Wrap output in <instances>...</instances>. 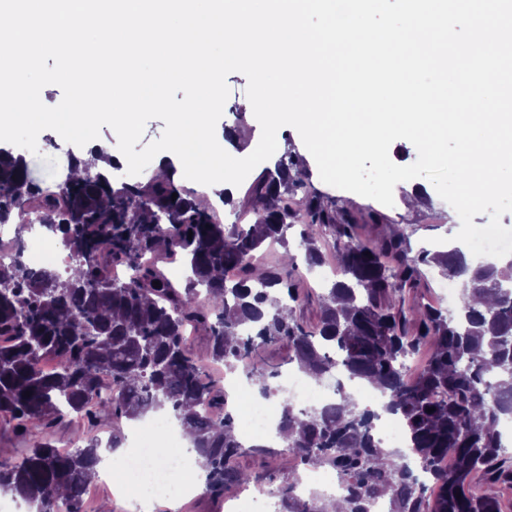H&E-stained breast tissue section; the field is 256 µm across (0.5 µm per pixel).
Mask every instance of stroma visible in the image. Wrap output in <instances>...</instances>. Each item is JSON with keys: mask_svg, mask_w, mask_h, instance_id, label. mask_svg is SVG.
Returning a JSON list of instances; mask_svg holds the SVG:
<instances>
[{"mask_svg": "<svg viewBox=\"0 0 512 512\" xmlns=\"http://www.w3.org/2000/svg\"><path fill=\"white\" fill-rule=\"evenodd\" d=\"M227 84L230 94L224 106L221 122L216 126V135L223 138L224 149L230 155H245L249 153L251 146L259 141L261 127L253 113L243 111L238 105L239 99L246 94V77L237 72L232 73L227 78ZM230 123L242 130V137L232 140L226 138V126ZM277 143L273 158L256 166L244 182L236 187L232 203L224 207L225 212L240 213L245 223H253V205L247 200L250 187L265 170L274 168L278 159L291 155L303 161L308 176L309 194L323 203L335 204L337 210L344 213L351 223L359 225L361 233L367 238L372 239L396 229L404 234L412 252H434L438 249L437 238L453 237L460 228V219L456 211L438 195L427 179L417 178L411 182L398 183L394 188V204L387 207L373 199L324 183L319 176L314 158L295 128H280ZM37 145V151L27 150L23 153L28 176L36 183L49 178L46 157L52 156L63 160L75 149L74 144L64 141L52 130L41 132Z\"/></svg>", "mask_w": 512, "mask_h": 512, "instance_id": "obj_1", "label": "stroma"}]
</instances>
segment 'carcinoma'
Segmentation results:
<instances>
[{
    "label": "carcinoma",
    "mask_w": 512,
    "mask_h": 512,
    "mask_svg": "<svg viewBox=\"0 0 512 512\" xmlns=\"http://www.w3.org/2000/svg\"><path fill=\"white\" fill-rule=\"evenodd\" d=\"M299 191L307 220L298 248L308 268L325 264L322 249L334 236L336 278L312 323L284 302L301 295L297 257L287 253L271 266L262 258L278 241L288 247L285 231L297 220L286 197ZM36 192L24 158L0 148V224L17 216L23 232ZM258 196L265 205L254 223L224 225L171 175L117 184L87 171L68 173L62 202L43 201V222L61 234L69 265L61 274L20 259L0 264V420L26 433L67 417L78 445L20 449L16 462L0 463V493L35 512H81L102 461L99 436L81 422H110L116 449L122 421L163 410L192 436L206 491L253 483L235 465L248 451L235 411L185 349L193 322L207 336L211 361L226 373L242 370L259 397L279 399L286 473L267 484L278 512H373L380 500L387 512H502L493 489L512 486V452L501 432L512 416V258L475 264L456 246L413 255L397 231L359 240L355 225L308 194L291 157L253 185L251 197ZM155 252L185 256L184 288L156 269ZM423 265L462 279L456 314L405 304V292L421 286ZM119 266L130 279L111 272ZM230 269L237 278H227ZM84 324L94 331L82 332ZM281 343L299 372L335 380L332 404L301 411L271 384L281 364L265 354ZM423 348L413 372L405 360ZM48 357L58 361L52 373L41 367ZM346 378L385 396V409L404 424L408 452L375 439L378 414L345 387ZM312 462L336 478L340 497L297 494L298 466Z\"/></svg>",
    "instance_id": "carcinoma-1"
}]
</instances>
